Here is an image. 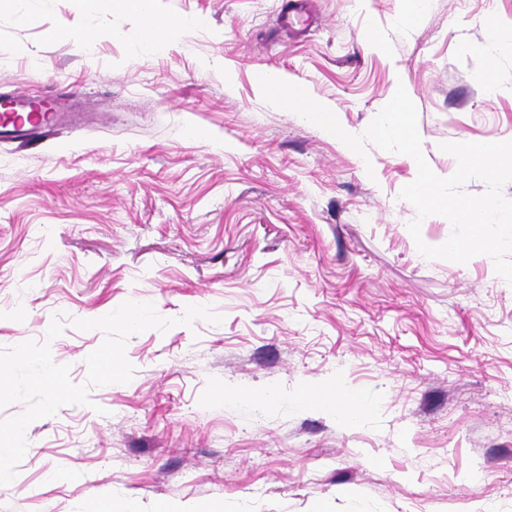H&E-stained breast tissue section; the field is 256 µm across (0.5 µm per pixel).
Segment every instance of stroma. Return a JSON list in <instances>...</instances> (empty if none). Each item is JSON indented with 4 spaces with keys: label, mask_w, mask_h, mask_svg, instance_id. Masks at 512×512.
Wrapping results in <instances>:
<instances>
[{
    "label": "stroma",
    "mask_w": 512,
    "mask_h": 512,
    "mask_svg": "<svg viewBox=\"0 0 512 512\" xmlns=\"http://www.w3.org/2000/svg\"><path fill=\"white\" fill-rule=\"evenodd\" d=\"M155 0L150 52L105 0H0V94L73 100L74 133L0 142V347L49 341L73 383L126 301L222 318L130 337L132 380L31 423L0 512H512V287L421 256L404 155L267 104L259 70L363 133L405 87L445 142L512 141V0ZM498 22L488 41L487 18ZM96 34L84 50L83 34ZM65 328L54 340L52 319ZM342 381L360 424L301 401ZM123 2L130 6V9L140 18L143 40L150 51H160L169 36L186 26V22L180 18L157 19L151 7L153 1L143 0L142 6H140V0Z\"/></svg>",
    "instance_id": "35a3bbf8"
}]
</instances>
